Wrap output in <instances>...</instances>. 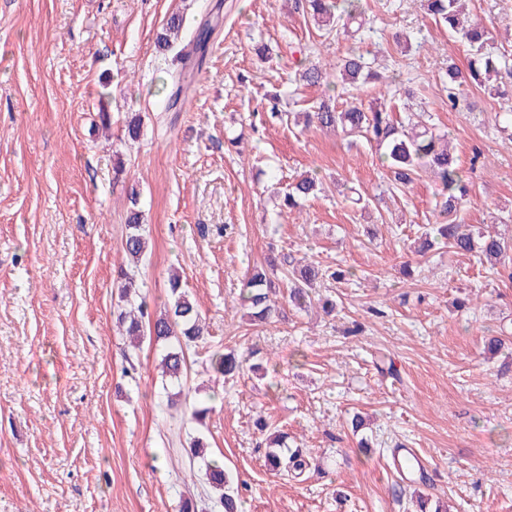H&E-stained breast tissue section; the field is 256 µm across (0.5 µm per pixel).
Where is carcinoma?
<instances>
[{
    "label": "carcinoma",
    "mask_w": 512,
    "mask_h": 512,
    "mask_svg": "<svg viewBox=\"0 0 512 512\" xmlns=\"http://www.w3.org/2000/svg\"><path fill=\"white\" fill-rule=\"evenodd\" d=\"M425 14L435 23L448 28L453 37L475 50L468 70H461L456 64L448 65V106H458L459 90L468 83H477L489 91H498V83H512V63L507 58L495 55L487 49L489 38L485 27L473 17L465 6L466 0H420ZM296 10L306 14L326 35L342 28L349 30L352 25H364L363 0H295ZM185 19L174 13L156 36L155 46L162 54L175 52L181 69L170 75L171 91L166 110L180 104L184 88L195 74L202 71L204 54L209 39V28L196 29L189 41L191 50L182 46ZM372 77V62L356 47H352L331 69L316 62H310L300 73V81L308 86L322 87L331 95L321 100L313 109L302 113L304 128L317 127L333 129L346 137L363 138L375 143L380 151V160L390 174L391 186L401 189L412 183L421 171H429L441 185V198L436 205L437 221L417 238L415 252L426 255L443 239L457 253L476 252L489 261H499L512 250V244L505 239L474 232L466 224H457L451 217L459 214L468 200V187L462 179L457 160L448 151V141L436 133L431 126L420 120L421 114L407 113L406 120L395 117L385 103L379 102L367 108L351 105L338 110L333 104L332 92L355 90ZM320 179L317 174L300 176L289 185L283 195L282 207L292 210L300 202L319 191ZM131 207L126 224L123 250L129 260L136 264L148 248L143 215L138 208V199L130 198ZM288 276V303L300 309L310 300L311 290L326 277L339 278L318 263L305 257L300 258ZM242 306L251 321L266 322L277 312L276 284L265 269L255 268L249 274L246 288L241 294ZM114 326L119 334L129 340V346L136 350L148 338L166 345L159 366L161 376L169 379L174 390L163 387L169 407H180V422L184 425L201 424L210 408L188 401L186 392L188 373L191 366L188 351L206 340L205 320L189 293L182 287L180 278L172 276L168 281V305L159 314L150 310L147 298L139 294L135 271H120L118 285L117 315ZM206 370L224 378L233 377L243 370V360L236 354L213 352L208 358ZM185 465L189 473L204 472L207 491V507L201 512H241V501L234 480L224 465L210 457L207 444L201 437H193L186 451ZM265 466L279 474L283 471H303L309 462L297 451L284 446L283 438L276 436L269 441Z\"/></svg>",
    "instance_id": "cac0c4a2"
}]
</instances>
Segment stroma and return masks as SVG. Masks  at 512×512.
Returning a JSON list of instances; mask_svg holds the SVG:
<instances>
[{
    "label": "stroma",
    "instance_id": "1",
    "mask_svg": "<svg viewBox=\"0 0 512 512\" xmlns=\"http://www.w3.org/2000/svg\"><path fill=\"white\" fill-rule=\"evenodd\" d=\"M218 1L203 70L180 110H166L163 82L178 63L157 53L156 34L175 10L194 33ZM468 6L512 55V0ZM364 7L374 32L362 47L381 77L338 107L370 104L396 75L393 104L449 134L470 195L459 222L512 237L505 99L473 85L449 108L448 65L466 66L469 47L418 0ZM350 45L321 35L294 0H0V512H180L204 496L202 475L173 450L162 344H143L125 372L127 340L113 326L134 197L151 240L142 294L162 310L178 270L206 317V341L189 352L190 397L213 407L202 432L238 475L245 512H415L421 496L450 512H512L506 269L444 244L411 253L436 221L430 173L391 191L373 144L271 114L316 105L323 89L297 85L299 72ZM130 112L143 119L134 142L123 135ZM312 170L322 193L282 210L281 194ZM287 255L349 271L312 293L335 297V313L286 303L250 323L249 271ZM491 336L506 341L494 355ZM230 350L246 359L239 377L206 371L210 354ZM356 413L365 451L349 428ZM259 417L302 451V475L267 470ZM399 443L420 450L426 479L394 471Z\"/></svg>",
    "mask_w": 512,
    "mask_h": 512
}]
</instances>
